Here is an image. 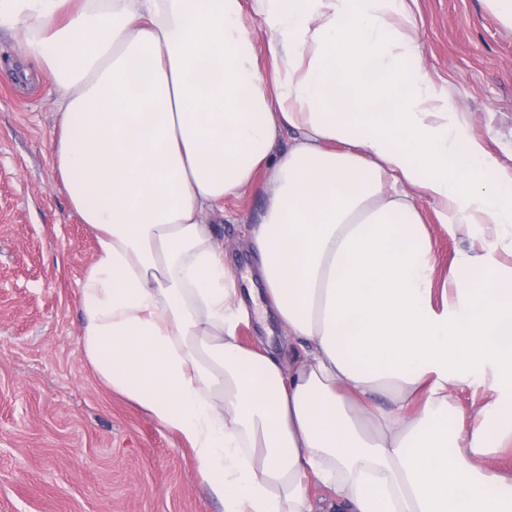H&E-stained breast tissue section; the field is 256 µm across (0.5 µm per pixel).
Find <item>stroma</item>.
Wrapping results in <instances>:
<instances>
[{
  "mask_svg": "<svg viewBox=\"0 0 512 512\" xmlns=\"http://www.w3.org/2000/svg\"><path fill=\"white\" fill-rule=\"evenodd\" d=\"M421 59L480 141L512 168V30L485 0H404ZM59 91L0 31V512H223L189 446L97 374L79 343L94 238L52 158ZM264 178L213 220L236 272ZM444 279L465 236L418 200Z\"/></svg>",
  "mask_w": 512,
  "mask_h": 512,
  "instance_id": "1",
  "label": "stroma"
}]
</instances>
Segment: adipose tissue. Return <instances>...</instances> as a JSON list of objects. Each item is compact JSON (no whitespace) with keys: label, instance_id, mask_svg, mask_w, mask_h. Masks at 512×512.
<instances>
[{"label":"adipose tissue","instance_id":"1","mask_svg":"<svg viewBox=\"0 0 512 512\" xmlns=\"http://www.w3.org/2000/svg\"><path fill=\"white\" fill-rule=\"evenodd\" d=\"M0 0L60 92L54 166L96 233L80 344L193 451L224 512H512V171L465 131L403 0ZM289 126L300 139L277 150ZM249 250L295 347L243 344L209 216L258 174ZM459 252L433 304L415 198ZM468 408L454 393L475 381Z\"/></svg>","mask_w":512,"mask_h":512}]
</instances>
